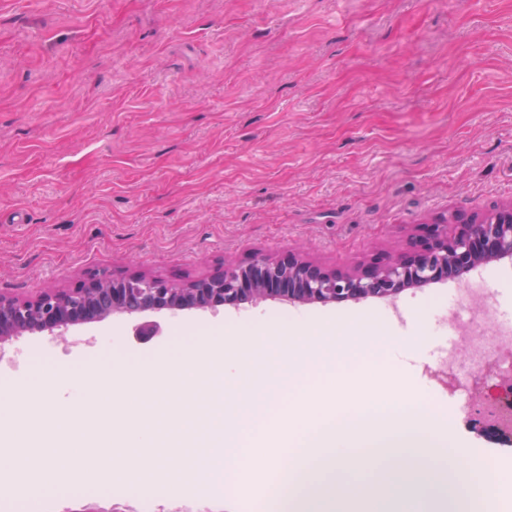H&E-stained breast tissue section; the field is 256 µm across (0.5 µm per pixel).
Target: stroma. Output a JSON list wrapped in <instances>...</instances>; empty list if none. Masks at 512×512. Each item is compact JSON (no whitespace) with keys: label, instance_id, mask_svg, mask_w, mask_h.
Returning a JSON list of instances; mask_svg holds the SVG:
<instances>
[{"label":"stroma","instance_id":"35a3bbf8","mask_svg":"<svg viewBox=\"0 0 512 512\" xmlns=\"http://www.w3.org/2000/svg\"><path fill=\"white\" fill-rule=\"evenodd\" d=\"M512 199V0H0V292L32 297L95 269L186 283L224 264L300 247L329 267L392 251L410 225ZM496 322L512 323V261L479 276ZM455 282L397 302L292 304L150 314L155 336L115 315L66 336L0 344V387L60 368L56 395L103 382L112 353L165 354L177 336H223L238 378L166 385L190 431L163 429L156 452L195 488L160 500L118 486H58L32 512H246L265 492L254 468L239 495L206 492L211 460L256 384L287 378L296 338L351 331L390 351L336 365L356 407L382 389L419 399L488 461L495 512H512V448L470 425V407L506 373L501 337L479 322L458 351L459 387L439 362L409 369L391 352L447 345Z\"/></svg>","mask_w":512,"mask_h":512}]
</instances>
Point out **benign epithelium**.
<instances>
[{
  "label": "benign epithelium",
  "mask_w": 512,
  "mask_h": 512,
  "mask_svg": "<svg viewBox=\"0 0 512 512\" xmlns=\"http://www.w3.org/2000/svg\"><path fill=\"white\" fill-rule=\"evenodd\" d=\"M512 258V200L492 210L451 212L409 230L393 252H378L345 268H328L297 250L231 263L195 281L178 284L143 273L115 277L89 272L72 288L48 289L32 298L0 293V341L28 332L61 336L112 314L238 307L267 300L298 303L396 300L409 288L456 281L481 264ZM480 415L490 436L512 444V381L495 384Z\"/></svg>",
  "instance_id": "benign-epithelium-1"
}]
</instances>
